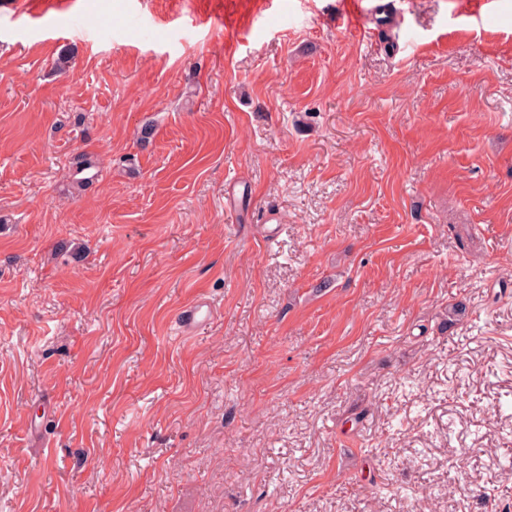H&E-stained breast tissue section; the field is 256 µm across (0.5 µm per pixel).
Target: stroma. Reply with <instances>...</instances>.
<instances>
[{"mask_svg": "<svg viewBox=\"0 0 512 512\" xmlns=\"http://www.w3.org/2000/svg\"><path fill=\"white\" fill-rule=\"evenodd\" d=\"M28 2L0 512H512V0Z\"/></svg>", "mask_w": 512, "mask_h": 512, "instance_id": "35a3bbf8", "label": "stroma"}]
</instances>
